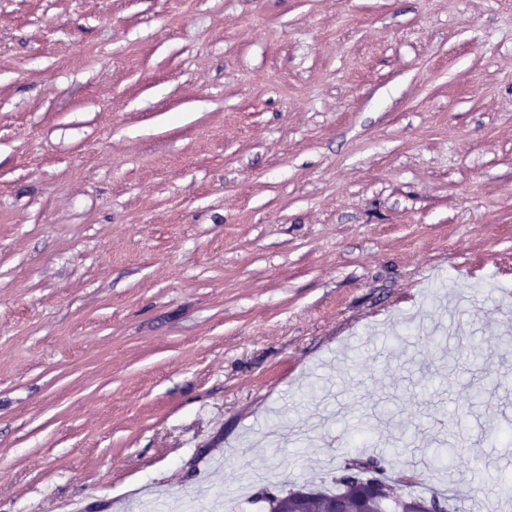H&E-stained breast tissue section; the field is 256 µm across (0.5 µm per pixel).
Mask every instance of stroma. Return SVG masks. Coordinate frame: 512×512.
Returning a JSON list of instances; mask_svg holds the SVG:
<instances>
[{
  "mask_svg": "<svg viewBox=\"0 0 512 512\" xmlns=\"http://www.w3.org/2000/svg\"><path fill=\"white\" fill-rule=\"evenodd\" d=\"M502 337L512 0H0V512H262L360 430L478 512Z\"/></svg>",
  "mask_w": 512,
  "mask_h": 512,
  "instance_id": "stroma-1",
  "label": "stroma"
}]
</instances>
